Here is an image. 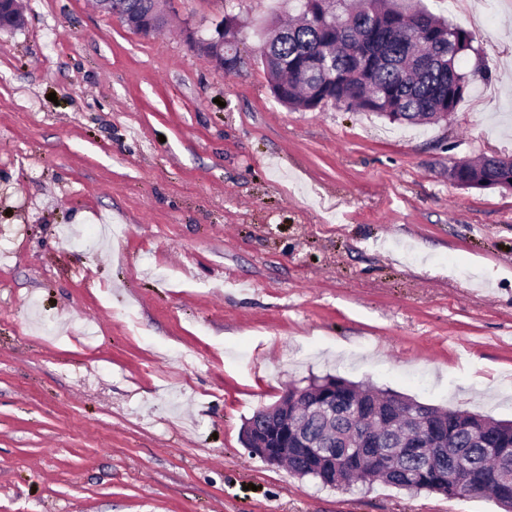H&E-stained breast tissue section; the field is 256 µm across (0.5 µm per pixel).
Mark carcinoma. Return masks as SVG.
<instances>
[{
    "instance_id": "obj_1",
    "label": "carcinoma",
    "mask_w": 512,
    "mask_h": 512,
    "mask_svg": "<svg viewBox=\"0 0 512 512\" xmlns=\"http://www.w3.org/2000/svg\"><path fill=\"white\" fill-rule=\"evenodd\" d=\"M300 21L272 24L263 55L274 97L294 110L321 102L374 112L393 121H440L455 112L481 71L458 62L473 50L472 37L419 7L416 0H323L308 11L292 0ZM154 0H112L123 16L153 11ZM512 176V164L484 156L456 172L466 186H489ZM304 389L336 394V414L302 415L306 448H281V462L298 477L326 486L381 481L409 493L448 498L488 495L512 512V421L426 406L418 433L407 438L405 412L412 398L378 391L338 376ZM367 436L374 448L362 447Z\"/></svg>"
}]
</instances>
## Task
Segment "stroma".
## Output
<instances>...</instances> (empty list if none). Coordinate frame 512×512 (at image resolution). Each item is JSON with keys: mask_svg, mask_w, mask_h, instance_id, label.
Wrapping results in <instances>:
<instances>
[{"mask_svg": "<svg viewBox=\"0 0 512 512\" xmlns=\"http://www.w3.org/2000/svg\"><path fill=\"white\" fill-rule=\"evenodd\" d=\"M421 4L486 69L447 124L279 102L286 0H167L153 35L22 0L0 30V512H502L325 487L242 438L328 374L512 420V192L448 180L512 155V9ZM227 17L231 71L187 39ZM100 224L125 233L90 246Z\"/></svg>", "mask_w": 512, "mask_h": 512, "instance_id": "stroma-1", "label": "stroma"}]
</instances>
